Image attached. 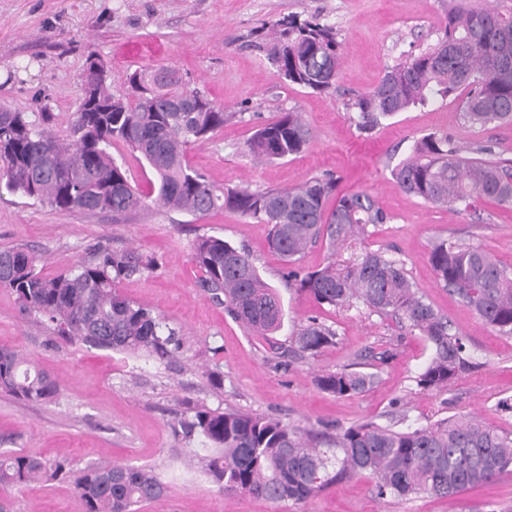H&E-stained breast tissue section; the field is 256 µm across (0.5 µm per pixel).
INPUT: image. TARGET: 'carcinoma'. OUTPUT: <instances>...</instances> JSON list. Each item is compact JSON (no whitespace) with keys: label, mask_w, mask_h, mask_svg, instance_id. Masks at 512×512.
<instances>
[{"label":"carcinoma","mask_w":512,"mask_h":512,"mask_svg":"<svg viewBox=\"0 0 512 512\" xmlns=\"http://www.w3.org/2000/svg\"><path fill=\"white\" fill-rule=\"evenodd\" d=\"M270 59L282 78L319 94L336 91L341 44L336 28L287 15L272 24ZM128 93L116 96L97 86V111L73 113L70 139L53 133L54 113L0 109V180L19 193L60 212L124 215L154 201L171 211L204 217L230 210L269 227V248L287 266L286 278L299 282L321 306L360 303L372 313L392 316L419 333L430 349L414 381L422 390L442 391L473 368L464 338L452 330L408 277L403 260L385 250L365 252L345 275L326 265L312 272L297 266L319 240L334 248L367 234L386 216L367 193L339 195L336 181L313 177L298 187L252 190L247 185L218 188L186 161L189 147L210 139L230 115L203 92L189 87L166 66L132 73ZM458 101L472 125L512 124V15L475 9L450 0L443 34L424 53L385 69L371 90L350 98L356 127L370 131L411 107L435 97ZM202 100L185 111L176 104ZM311 129L289 110L263 124L247 144L262 161L303 152ZM123 143L156 175L146 193L112 157ZM406 194L452 212L479 200L512 208V169L497 161L464 158L448 135L429 133L391 171ZM203 286L224 297L233 317L266 336L283 324L280 293L260 274L255 259L213 235L193 249ZM429 262L439 284L465 303L498 335L512 337V267L479 245L452 238L435 240ZM156 261L128 248L100 247L90 260L53 276L22 247L0 249V288L21 307L48 322L70 342L119 353L147 351L161 357L178 346V332L151 309L118 291V285ZM336 332L314 319L292 337L300 355L314 356L335 344ZM0 356V390L32 403L53 400L59 385L15 349ZM378 374L342 369L317 377L318 387L338 398L363 394ZM187 436L201 433L215 456L204 458L205 473L226 493L247 494L274 505L306 504L321 492L355 477L374 481L380 498L426 494L437 498L493 484L512 471V432L471 417L414 426L402 417L381 426L362 423L322 440L311 431L239 410L194 408L183 423ZM67 461L47 465L18 452H0V492L26 486L47 473L66 474ZM83 512H132L161 499L166 484L151 468L103 462L85 467L74 482Z\"/></svg>","instance_id":"obj_1"}]
</instances>
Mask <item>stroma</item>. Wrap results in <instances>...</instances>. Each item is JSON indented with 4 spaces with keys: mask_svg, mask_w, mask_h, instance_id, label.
I'll use <instances>...</instances> for the list:
<instances>
[{
    "mask_svg": "<svg viewBox=\"0 0 512 512\" xmlns=\"http://www.w3.org/2000/svg\"><path fill=\"white\" fill-rule=\"evenodd\" d=\"M443 0H0V104L15 112L48 108L54 130L67 138L83 99L89 55L106 65L114 94L128 90L137 70L164 65L190 75L193 87L231 112L210 140L192 146L188 164L217 186L291 187L333 177L343 193L371 195L387 216L368 235L337 249L319 242L300 265L346 269L367 251L401 258L409 277L453 328L466 338L475 368L444 391L420 390L414 378L429 355L424 340L394 318L362 305L319 307L286 280L281 258L268 245L267 225L226 210L204 218L150 204L128 217L59 212L32 199L0 194V249L20 245L55 275L90 259L96 246H131L156 267L123 281L120 292L145 304L179 332L174 354L136 356L70 344L22 312L0 289V347L30 355L59 384L56 400L30 405L0 392V452L54 461L67 455L72 470L99 461L156 467L165 498L137 512H512V473L494 485L449 499L421 495L380 499L367 478H353L304 505L275 506L248 495L225 494L186 465L178 426L189 407L241 410L306 430L335 435L360 422L388 425L408 416L433 424L461 415L512 430V338L497 335L437 282L429 263L433 240L444 237L482 246L512 267V210L478 202L454 214L401 191L391 170L414 141L447 134L472 158L477 148L512 164V126L473 127L456 103L438 99L359 132L347 99L373 88L386 67L432 47L443 32ZM296 14L333 24L342 58L337 90L316 94L288 84L256 46L257 30ZM297 109L312 131L309 148L275 161H256L247 143L258 125ZM215 235L250 251L260 273L284 302L283 327L265 340L235 320L224 302L203 287L193 263L197 237ZM337 333L335 345L301 358L287 351L289 336L310 319ZM390 351L380 361L382 351ZM368 364L379 380L367 393L338 398L322 392L318 375ZM10 512H83L72 479H51L8 491Z\"/></svg>",
    "mask_w": 512,
    "mask_h": 512,
    "instance_id": "35a3bbf8",
    "label": "stroma"
}]
</instances>
